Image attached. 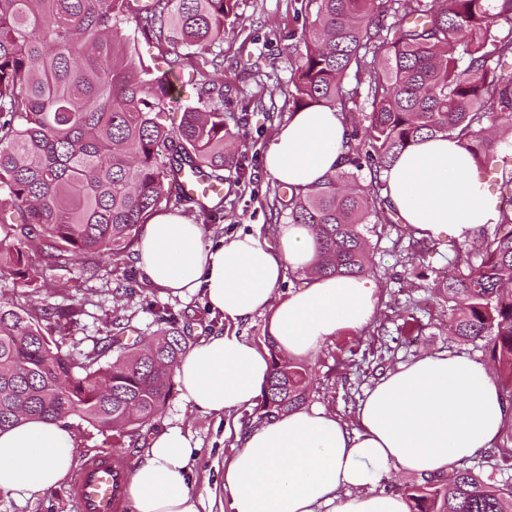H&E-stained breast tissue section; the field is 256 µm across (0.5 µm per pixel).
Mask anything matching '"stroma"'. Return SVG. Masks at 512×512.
I'll return each mask as SVG.
<instances>
[{"instance_id": "obj_1", "label": "stroma", "mask_w": 512, "mask_h": 512, "mask_svg": "<svg viewBox=\"0 0 512 512\" xmlns=\"http://www.w3.org/2000/svg\"><path fill=\"white\" fill-rule=\"evenodd\" d=\"M241 11L238 23L224 36V69L219 77L230 88L224 112L245 173L240 181H225L224 210L215 223L205 225L204 232L216 242L256 230L273 244L288 212L282 206L283 186L264 174L262 156L290 114L293 58L288 48L297 44L313 10L308 0H244ZM256 58L261 73L245 71L244 63ZM369 240L372 275L379 287L374 317L360 331L336 336L306 360L312 371L308 405L325 407L350 424L364 390L401 362L436 351L463 354L486 365L491 362L486 341L463 342L450 333L451 315L432 288L448 270V235L438 236L437 248L429 252L421 251L420 236L403 223L377 225ZM67 299L80 303L82 313L58 339L74 352L90 349L94 339L110 333L113 322L126 318L144 335H153L161 328L155 315L159 304L187 326L189 345L227 328L220 318L210 317L202 293L185 297L164 293L148 283L129 253L102 265L98 276L87 282L79 268H72L59 295L30 294L10 277L0 276L2 302L54 306ZM169 428L191 432L198 441L194 489L204 499L219 501L223 464L232 454L234 439L226 435L222 419L192 410L181 395H174L157 417L142 426L137 439L117 448L119 455L137 465L151 436ZM507 448H512V435L505 433L498 448L465 461L464 466L485 483H512V465L502 460ZM70 492L66 483L23 500L0 494V512H73Z\"/></svg>"}]
</instances>
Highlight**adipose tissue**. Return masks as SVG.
<instances>
[{"instance_id":"adipose-tissue-1","label":"adipose tissue","mask_w":512,"mask_h":512,"mask_svg":"<svg viewBox=\"0 0 512 512\" xmlns=\"http://www.w3.org/2000/svg\"><path fill=\"white\" fill-rule=\"evenodd\" d=\"M346 127L335 109L292 113L264 152L274 180L310 189L335 172ZM393 206L422 237L452 232L470 240L488 223L493 197L471 157L451 138L426 137L383 173ZM135 257L148 281L167 293L203 292L212 315L237 324L265 316L289 357L308 358L344 331L363 329L378 303L366 277H316L278 295L288 270L317 258L312 228L284 224L277 247L260 233L207 241L200 224L163 214L146 224ZM269 355L247 338L218 333L180 359L175 381L197 410L225 415L260 396ZM512 403L487 367L445 352L422 355L369 388L348 425L321 406L303 407L237 431L224 467L228 512H409L405 498L381 490L391 469L419 476L447 473L458 461L497 445ZM198 443L169 429L154 436L126 489L129 512H206L190 480ZM75 435L57 421L32 419L0 432V493L26 498L70 476Z\"/></svg>"}]
</instances>
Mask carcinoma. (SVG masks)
Segmentation results:
<instances>
[{"label": "carcinoma", "mask_w": 512, "mask_h": 512, "mask_svg": "<svg viewBox=\"0 0 512 512\" xmlns=\"http://www.w3.org/2000/svg\"><path fill=\"white\" fill-rule=\"evenodd\" d=\"M242 0H0V275L37 293L54 285L41 266L95 277L101 262L129 252L159 210L204 206L179 186L197 171L224 186L242 176L224 118L227 27ZM288 100L293 111L341 107L347 150L322 186L287 187L288 223L308 224L318 242L311 277L370 271L367 225L390 224L382 171L419 138L457 140L481 166L512 133V0H308ZM144 39L164 60L137 53ZM192 93L184 97L186 87ZM370 112L356 122L359 100ZM178 125L170 112L181 101ZM370 150L361 154L360 145ZM368 168L370 180L359 183ZM479 249L449 260L435 281L460 340L489 338L512 398V175ZM81 305H0V429L23 419L76 416L112 432L115 444L151 421L172 396L187 335L173 315L150 340L129 324L74 353L44 333ZM271 372L260 417L303 405L311 371L267 339ZM116 356H111V353ZM410 512H512V485H488L469 469L405 492Z\"/></svg>", "instance_id": "cac0c4a2"}]
</instances>
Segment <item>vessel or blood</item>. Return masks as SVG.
I'll return each mask as SVG.
<instances>
[{
    "mask_svg": "<svg viewBox=\"0 0 512 512\" xmlns=\"http://www.w3.org/2000/svg\"><path fill=\"white\" fill-rule=\"evenodd\" d=\"M128 474L126 461L113 452L83 457L71 489L77 512H120Z\"/></svg>",
    "mask_w": 512,
    "mask_h": 512,
    "instance_id": "b4317fda",
    "label": "vessel or blood"
}]
</instances>
